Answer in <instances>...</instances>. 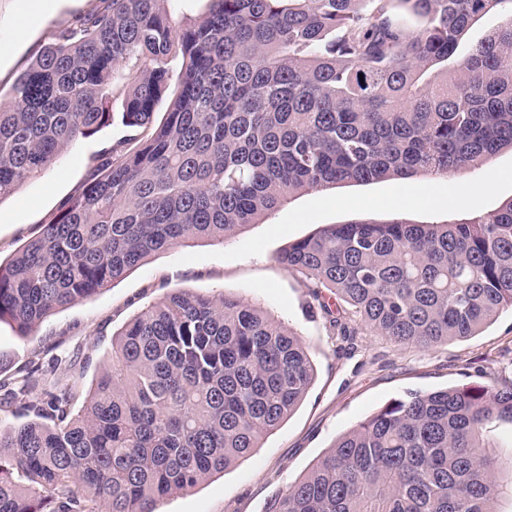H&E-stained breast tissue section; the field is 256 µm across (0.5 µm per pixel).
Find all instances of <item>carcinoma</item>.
Segmentation results:
<instances>
[{
	"instance_id": "carcinoma-1",
	"label": "carcinoma",
	"mask_w": 512,
	"mask_h": 512,
	"mask_svg": "<svg viewBox=\"0 0 512 512\" xmlns=\"http://www.w3.org/2000/svg\"><path fill=\"white\" fill-rule=\"evenodd\" d=\"M98 0L0 99V200L110 125L42 232L0 261V321L26 336L154 254L224 242L294 195L346 183L446 177L512 150V0ZM502 23L465 54L469 27ZM168 101L162 119L159 103ZM278 261L326 315L400 346L466 338L512 308V200L444 224H333ZM32 361L0 378V512H156L246 457L314 379L300 336L260 307L167 294L112 343L75 411ZM512 382L410 391L341 436L265 512H500ZM24 474L29 484L14 480ZM206 0H185L169 4L179 20L183 23L194 21L204 14L208 9Z\"/></svg>"
}]
</instances>
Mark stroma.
<instances>
[{"label":"stroma","mask_w":512,"mask_h":512,"mask_svg":"<svg viewBox=\"0 0 512 512\" xmlns=\"http://www.w3.org/2000/svg\"><path fill=\"white\" fill-rule=\"evenodd\" d=\"M20 0H0V95L48 43L54 27L95 8L97 0H49L40 15H22ZM121 120L63 152L58 162L12 196L0 200V258L7 260L40 234L61 202L77 191L90 159L123 137ZM403 208H395V201ZM512 200V152L496 154L482 169L433 180L414 176L345 184L293 196L259 223L221 243L201 240L159 253L109 288L51 313L30 335L0 322V359L20 369L41 362L51 381L72 380L69 358L88 357L80 391L112 358L115 333L167 293L188 290L244 299L274 314L306 341L315 377L298 407L259 448L195 488L161 500L158 512H264L336 439L412 390L463 384L492 386L512 377V313L503 312L474 336L428 351L396 345L359 323L342 337L311 306L302 277L278 263L289 245L329 224L390 220L437 224L498 209Z\"/></svg>","instance_id":"35a3bbf8"}]
</instances>
